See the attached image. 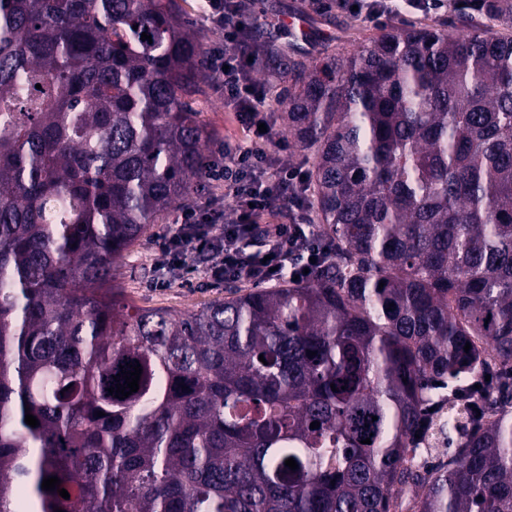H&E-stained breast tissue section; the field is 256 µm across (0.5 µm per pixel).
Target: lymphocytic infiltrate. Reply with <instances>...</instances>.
Masks as SVG:
<instances>
[{
  "instance_id": "f902f5d3",
  "label": "lymphocytic infiltrate",
  "mask_w": 512,
  "mask_h": 512,
  "mask_svg": "<svg viewBox=\"0 0 512 512\" xmlns=\"http://www.w3.org/2000/svg\"><path fill=\"white\" fill-rule=\"evenodd\" d=\"M314 6L356 11L377 21L394 16H415L442 8L446 0H312ZM252 0H205L204 18L222 30L224 41L210 50L212 71L224 88V105L236 113L249 133L248 140L225 143L223 164L213 176L223 178L224 193L234 200L223 208L218 198L181 211L171 237L160 247L170 262L203 260L202 270L213 281L237 279L253 283L278 281L283 275L302 274L323 249L309 222L307 172L286 167L279 153L284 142L259 132L271 121L273 98L268 87L256 82L255 65L240 50L244 27L254 21ZM292 211V223L275 217L281 208Z\"/></svg>"
}]
</instances>
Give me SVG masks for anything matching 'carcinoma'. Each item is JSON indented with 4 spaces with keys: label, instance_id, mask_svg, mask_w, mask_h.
<instances>
[{
    "label": "carcinoma",
    "instance_id": "1",
    "mask_svg": "<svg viewBox=\"0 0 512 512\" xmlns=\"http://www.w3.org/2000/svg\"><path fill=\"white\" fill-rule=\"evenodd\" d=\"M456 23L318 61L245 34L327 255L181 313L112 271L210 176L203 36L175 0H0V512H512V0Z\"/></svg>",
    "mask_w": 512,
    "mask_h": 512
}]
</instances>
